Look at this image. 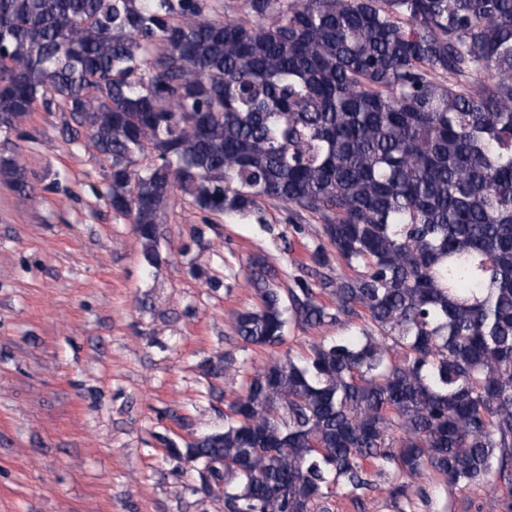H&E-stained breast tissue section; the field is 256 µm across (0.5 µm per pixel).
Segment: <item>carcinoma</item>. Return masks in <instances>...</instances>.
<instances>
[{
    "instance_id": "obj_1",
    "label": "carcinoma",
    "mask_w": 512,
    "mask_h": 512,
    "mask_svg": "<svg viewBox=\"0 0 512 512\" xmlns=\"http://www.w3.org/2000/svg\"><path fill=\"white\" fill-rule=\"evenodd\" d=\"M243 4L247 20L208 0H0V131L38 103L66 114L145 267L178 191L206 223L266 224L279 201L319 227L291 288L250 260L240 350L357 325L299 359L205 361L243 377L224 430L155 440L224 512H367L385 474L395 503L427 473L511 485L512 0Z\"/></svg>"
}]
</instances>
